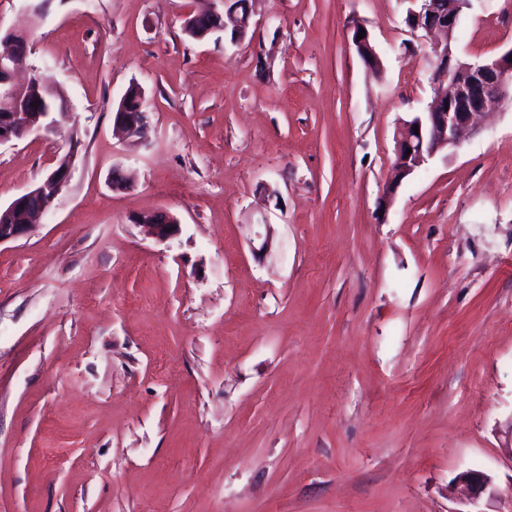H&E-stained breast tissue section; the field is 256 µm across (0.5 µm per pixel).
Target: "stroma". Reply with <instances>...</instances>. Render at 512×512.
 I'll return each instance as SVG.
<instances>
[{
	"mask_svg": "<svg viewBox=\"0 0 512 512\" xmlns=\"http://www.w3.org/2000/svg\"><path fill=\"white\" fill-rule=\"evenodd\" d=\"M206 5L0 0L70 104L0 146V203L79 144L0 245V512H512V104L384 206L433 95L405 0H258L236 43L188 37ZM455 39L511 49L512 0H472ZM132 84L141 143L112 132ZM155 210L176 237L135 224ZM72 159L73 155L62 159L42 181L15 196L8 204H0V245L18 240L32 231L36 220L51 208L70 181ZM15 216H18V222ZM134 222L144 229L147 236L158 242H165L177 235L180 226L173 215L163 211L143 213ZM171 227H175V230L166 231V228ZM457 478L465 486L473 502L479 500L492 484L491 477L481 471L471 470L462 472Z\"/></svg>",
	"mask_w": 512,
	"mask_h": 512,
	"instance_id": "stroma-1",
	"label": "stroma"
}]
</instances>
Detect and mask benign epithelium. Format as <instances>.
<instances>
[{
  "label": "benign epithelium",
  "instance_id": "benign-epithelium-1",
  "mask_svg": "<svg viewBox=\"0 0 512 512\" xmlns=\"http://www.w3.org/2000/svg\"><path fill=\"white\" fill-rule=\"evenodd\" d=\"M210 7L202 13L206 25L197 23L194 15L185 24L186 34L197 41L216 33L233 32L231 39L240 38L250 27L255 14L249 3L238 0H209ZM409 3L406 23L414 33L429 38L434 34L440 39L430 44L434 57L431 75L437 94L424 112L402 121L396 129L395 158L388 178L387 204L401 182L412 175L436 153L452 151L460 146L461 135L476 132L484 110L491 102L512 100V49L501 56L481 63L462 59L457 53L454 31L462 10L471 0H448L447 14L432 12L430 0H406ZM354 30V43L358 54L369 69L379 66L378 55L365 33L358 38ZM29 53V38L24 30L0 28V97L10 101L11 111L0 113V145L29 136L50 139L59 131L52 102L55 87L48 83L32 81L21 64ZM39 105L32 106V103ZM418 130H413V126ZM146 127L144 95L129 100L123 95L113 112V128L125 139L142 138ZM72 157L62 159L46 178L15 196L8 204L0 205V244L15 241L28 235L36 220L46 213L55 198L71 178ZM147 236L165 242L178 234V220L167 212L155 211L136 217ZM472 501L479 500L492 484L489 475L481 471H466L458 475Z\"/></svg>",
  "mask_w": 512,
  "mask_h": 512
}]
</instances>
